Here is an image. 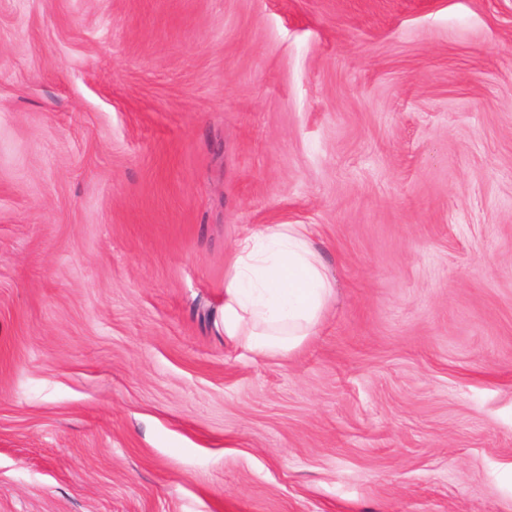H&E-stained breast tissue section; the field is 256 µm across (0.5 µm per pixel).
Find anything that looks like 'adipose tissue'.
<instances>
[{
    "instance_id": "adipose-tissue-1",
    "label": "adipose tissue",
    "mask_w": 512,
    "mask_h": 512,
    "mask_svg": "<svg viewBox=\"0 0 512 512\" xmlns=\"http://www.w3.org/2000/svg\"><path fill=\"white\" fill-rule=\"evenodd\" d=\"M334 288L303 224H268L236 245L224 281V334L262 356L298 349Z\"/></svg>"
}]
</instances>
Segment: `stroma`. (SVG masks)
Wrapping results in <instances>:
<instances>
[{
    "label": "stroma",
    "instance_id": "stroma-1",
    "mask_svg": "<svg viewBox=\"0 0 512 512\" xmlns=\"http://www.w3.org/2000/svg\"><path fill=\"white\" fill-rule=\"evenodd\" d=\"M0 512H512V0H0ZM305 224H268L236 245L224 281V334L262 356L312 336L334 288Z\"/></svg>",
    "mask_w": 512,
    "mask_h": 512
}]
</instances>
